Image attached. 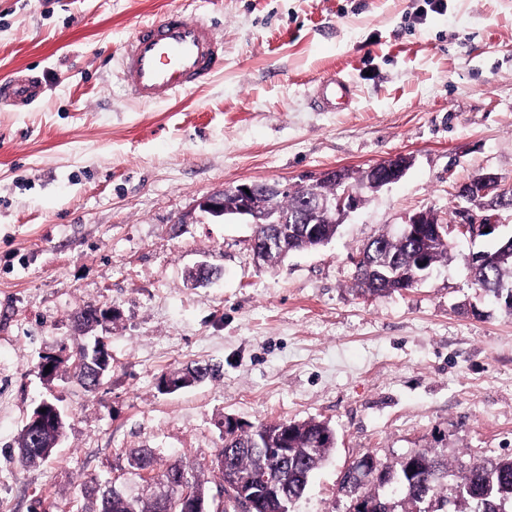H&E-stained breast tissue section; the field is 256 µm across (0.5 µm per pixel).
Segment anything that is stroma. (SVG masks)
<instances>
[{"label": "stroma", "instance_id": "obj_1", "mask_svg": "<svg viewBox=\"0 0 512 512\" xmlns=\"http://www.w3.org/2000/svg\"><path fill=\"white\" fill-rule=\"evenodd\" d=\"M211 17L224 67L165 103L135 98L111 62L170 10ZM336 73L351 106L324 112ZM42 77L30 107L0 102V512H95L86 490L152 449L217 481L225 416L326 422L331 457L291 512H350L345 468L425 448L454 469L512 453V316L480 297L453 242L414 288L362 297L351 258L420 210L462 223L458 185L512 182V0H0V84ZM398 154L414 164L367 194L327 245L257 262L253 227L201 218L197 199L240 183L301 184ZM214 275L197 282L198 264ZM88 305L112 370L86 392L45 356L84 340ZM210 369L168 392L164 376ZM64 433L44 462L18 455L41 400Z\"/></svg>", "mask_w": 512, "mask_h": 512}]
</instances>
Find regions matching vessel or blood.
<instances>
[{
    "mask_svg": "<svg viewBox=\"0 0 512 512\" xmlns=\"http://www.w3.org/2000/svg\"><path fill=\"white\" fill-rule=\"evenodd\" d=\"M121 75L135 97L166 102L204 86L224 64V43L214 24L203 18L171 11L161 20L141 25L121 47ZM44 90L36 76L0 85V100L25 107L39 101ZM353 87L345 78L322 83L317 103L322 111L349 106Z\"/></svg>",
    "mask_w": 512,
    "mask_h": 512,
    "instance_id": "obj_1",
    "label": "vessel or blood"
}]
</instances>
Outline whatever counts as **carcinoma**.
I'll list each match as a JSON object with an SVG mask.
<instances>
[{
	"mask_svg": "<svg viewBox=\"0 0 512 512\" xmlns=\"http://www.w3.org/2000/svg\"><path fill=\"white\" fill-rule=\"evenodd\" d=\"M308 185L276 194L271 184L259 183L252 203L263 214L270 209L288 213L301 220L299 224H263L258 227L255 241L279 240L296 252L315 249L330 242L339 225L318 224L311 232L307 209ZM426 253L430 266L448 261L449 244L435 237L414 238L382 232L366 243L358 252L355 263L357 289L369 295H381L409 288V283L396 277V272L410 266L415 256ZM473 283L482 292L502 296V303L512 315L509 289L501 284L512 281V256L468 268ZM60 435V429L47 427L43 434L33 438L21 434L19 455L21 462L34 464L49 457ZM334 437L328 425L310 419L302 422L282 421L256 427H240L224 433L221 455L223 486L233 489L258 475H267L269 481L281 487L279 500L263 503L261 512H290L294 501L305 492L313 472L333 450ZM288 449V464L281 465L275 458L277 449ZM131 473L142 475L159 471L150 477V491L136 494L134 499H123L113 488L102 491L99 512H153L162 497L180 496L186 491L204 497L212 488L196 474L193 468L174 461L162 464L149 448L130 453ZM401 483V512H428L424 504L432 501L452 503L453 512H512V454L490 462L473 463L453 479L448 462L441 455L423 449L406 455L393 468L385 463L368 469L363 477L346 480L351 498L377 501L382 512H396L381 500L376 488Z\"/></svg>",
	"mask_w": 512,
	"mask_h": 512,
	"instance_id": "1",
	"label": "carcinoma"
}]
</instances>
